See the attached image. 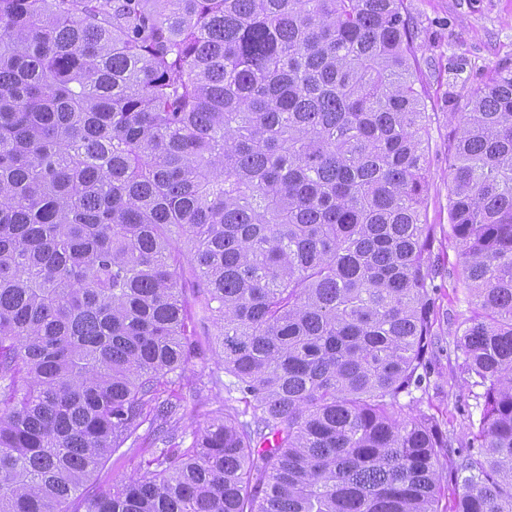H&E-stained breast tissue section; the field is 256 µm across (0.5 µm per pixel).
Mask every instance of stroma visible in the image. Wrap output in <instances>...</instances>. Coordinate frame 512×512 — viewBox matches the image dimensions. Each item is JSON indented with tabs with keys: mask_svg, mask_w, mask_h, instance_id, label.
<instances>
[{
	"mask_svg": "<svg viewBox=\"0 0 512 512\" xmlns=\"http://www.w3.org/2000/svg\"><path fill=\"white\" fill-rule=\"evenodd\" d=\"M411 16L417 73L426 91L428 126V186L426 221L435 227L431 262L437 270L431 291L434 345L428 375L415 391V407L438 420L456 442L470 436L469 419L480 409L454 353L455 330L467 311L459 301L448 271L458 261V248L448 237V136L457 113L467 111L477 92L498 69H512V0H405ZM212 326L199 328L184 366L182 392L194 397V414L177 422L180 433L192 437L205 426L211 411L238 407L228 393L221 350ZM138 453L114 454L88 485V492L144 474Z\"/></svg>",
	"mask_w": 512,
	"mask_h": 512,
	"instance_id": "obj_1",
	"label": "stroma"
}]
</instances>
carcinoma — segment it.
Masks as SVG:
<instances>
[{
    "instance_id": "1",
    "label": "carcinoma",
    "mask_w": 512,
    "mask_h": 512,
    "mask_svg": "<svg viewBox=\"0 0 512 512\" xmlns=\"http://www.w3.org/2000/svg\"><path fill=\"white\" fill-rule=\"evenodd\" d=\"M404 0H0V512H512V70L448 141L471 441L413 413L434 326ZM241 412L169 426L196 333ZM408 402H403L404 398ZM128 442L119 452L115 453L105 461L95 473L92 482L86 487L84 495L91 494L100 489L112 486V483L131 476H139L146 472L141 465L140 454L129 452L121 455V452L128 447Z\"/></svg>"
}]
</instances>
